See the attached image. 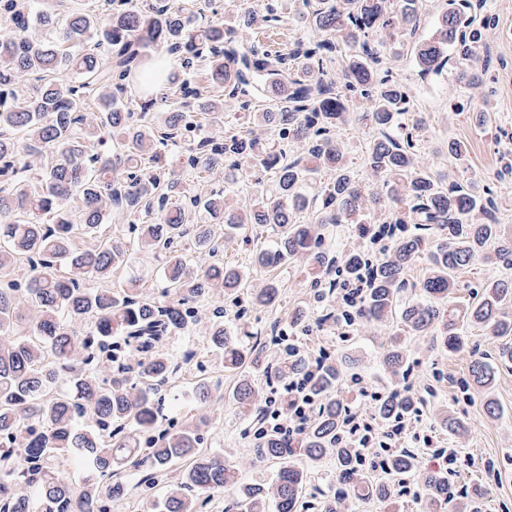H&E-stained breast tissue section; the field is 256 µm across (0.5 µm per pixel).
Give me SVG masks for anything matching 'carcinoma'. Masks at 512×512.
<instances>
[{"mask_svg": "<svg viewBox=\"0 0 512 512\" xmlns=\"http://www.w3.org/2000/svg\"><path fill=\"white\" fill-rule=\"evenodd\" d=\"M205 8L195 0H104L101 6L89 0L67 14L64 51L29 35L34 22L55 23L52 14L35 13V0H0V279L12 277L21 257L31 270L23 288L27 311L15 302L14 283L0 288V512H112L114 503L132 499L127 465L139 474V485H164L154 502L157 512H202L226 490L234 494L235 512H268L271 506L274 512H342L344 497L307 492L303 462L327 455L335 459L340 483L382 504L398 494L394 477L415 471L425 512H442L447 474L416 471L414 456L402 450L388 454L382 474L374 475L338 439L348 411L336 397L344 369L325 354L310 385L320 408L309 429L295 439L270 431L255 448L257 460L279 463L270 483L243 484L233 465L200 448L205 424L187 419L179 428L158 425L159 388L178 371L164 347L196 323L195 300L223 295L237 307L278 300L277 282L247 290L242 271L208 261L218 249L215 224L224 225L228 243L248 241L256 227L271 224L280 234L273 248L258 251L257 262L319 275L337 261L320 228L369 212L372 226L365 234L387 238L391 247L375 261L353 249L345 255L343 282L364 280L367 288L360 297L345 292L343 321L348 327L392 324L382 364L394 377L407 371L404 336L431 334L438 347L455 352L464 346L466 323L494 336L512 335V280L486 286L476 302L448 307V293L458 287L456 271L481 258L487 241H497V258L512 262V234L490 223L491 189L445 188L424 169L419 145L425 121L397 122L408 111L409 90L379 70L382 39L415 28L419 0L395 6L389 0H319L308 13L313 36L274 53L245 45L234 26L195 24ZM476 8L471 0H448L436 34L415 46L419 75L439 74L452 61L460 81H481L482 28L491 20L476 23ZM157 45L189 64L202 62L206 85L152 58ZM343 47L359 55L345 63L339 85L329 65ZM133 78L143 86L162 81L178 88L181 108L158 127L134 122L125 96ZM273 85L278 102L267 112L252 111ZM350 92L371 102L362 119L380 136L366 148L364 162L370 173L385 177L380 192L358 178L334 136L346 121ZM226 99L240 113L237 127L200 133L195 113L212 112L218 122ZM265 126L300 143V153L289 159L264 143ZM108 137L118 138L117 147L101 152L88 146L93 140L104 145ZM179 140L188 146L191 167L224 171V191L186 195L162 159ZM247 170L255 177L254 195L227 205L224 192L234 191ZM270 171L268 189L262 175ZM320 171L332 178L306 193ZM72 199L79 202L76 213L68 207ZM114 209L130 217L140 250L165 259L162 298L143 297L134 288L82 286L109 280L130 261L120 241L73 246L76 235H95ZM302 211L314 222L299 223ZM143 214L156 215L158 223L135 224ZM431 227L438 235L424 234ZM186 245L199 254L193 267L182 253ZM422 260L421 297L407 298L405 275ZM208 337L224 370L239 377L235 402L245 412H259L265 398L253 374L265 370V346L231 335L222 321L211 323ZM306 364L299 349L286 347L268 386ZM471 380L491 389L493 368L476 361ZM417 409L416 399L400 392L375 403V415L385 422ZM69 456L83 469L79 490L60 464ZM178 464L173 478L170 470ZM482 500V490L473 487L455 512H479Z\"/></svg>", "mask_w": 512, "mask_h": 512, "instance_id": "carcinoma-1", "label": "carcinoma"}]
</instances>
